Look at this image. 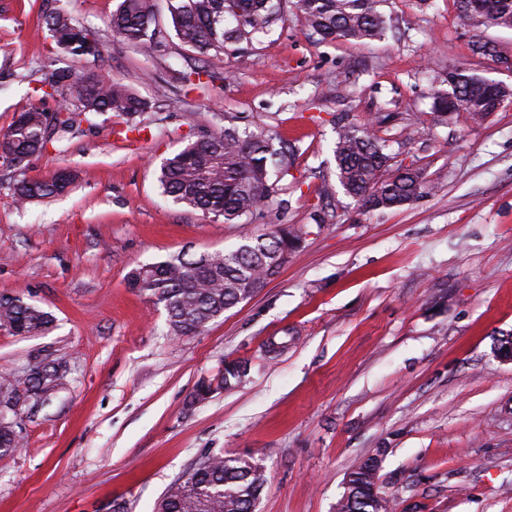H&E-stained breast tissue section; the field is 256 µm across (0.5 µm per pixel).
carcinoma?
I'll list each match as a JSON object with an SVG mask.
<instances>
[{
    "instance_id": "obj_1",
    "label": "carcinoma",
    "mask_w": 512,
    "mask_h": 512,
    "mask_svg": "<svg viewBox=\"0 0 512 512\" xmlns=\"http://www.w3.org/2000/svg\"><path fill=\"white\" fill-rule=\"evenodd\" d=\"M172 28L182 47L195 55L193 66L177 80L188 91H204L215 79L207 66L211 54L224 52L228 42L249 41L280 14L281 0H168ZM383 0H296L305 23L319 40L363 43L384 32L379 10ZM461 17L476 26L512 28V0H454ZM55 47L77 60L98 58L99 43L88 46L72 18L63 13L43 18ZM112 32L129 45L151 51L158 44L154 0H120L111 18ZM49 91L66 95L52 117L33 104L18 113L0 140V156L16 166L46 152L56 132H70L92 116L113 112L125 119L124 133H139L134 121L148 102L126 85L94 74L86 77L55 69L43 80ZM432 111L437 117L462 110L475 119L512 102V86L487 80L459 68L448 69V89H434ZM371 123L344 125L338 133L336 176L344 193L367 209L408 205L422 195L421 169L398 167L384 140L370 131ZM273 135L235 126L203 133L167 158L157 175L163 196L184 207L223 217L224 223L253 216L269 207L275 193L272 177L288 175V154L272 147ZM74 173L59 169L47 178L23 179L13 186L14 199L33 203L64 193ZM307 231L281 227L269 235L246 237L234 249L196 255L184 251L146 264L129 273L130 287L156 299L168 314L170 333L191 336L240 303L243 292L273 277L298 248ZM52 316L19 296L0 297V326L17 336H35L52 324ZM61 385V365L46 362L22 379L0 377V399L19 405L28 398L48 401ZM19 448L14 422L0 417V457ZM377 465L365 461L348 475L347 493L337 512H385L380 507ZM265 474L249 462L214 455L170 486L156 512H252L265 485Z\"/></svg>"
}]
</instances>
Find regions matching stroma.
Masks as SVG:
<instances>
[{"label":"stroma","mask_w":512,"mask_h":512,"mask_svg":"<svg viewBox=\"0 0 512 512\" xmlns=\"http://www.w3.org/2000/svg\"><path fill=\"white\" fill-rule=\"evenodd\" d=\"M119 0H0V133L48 67L98 73L151 103L143 130L98 114L20 167L0 162V295L53 317L38 336L0 329V372L61 362L49 403L19 409L21 447L0 458V512H154L205 455L260 465L255 512H337L347 476L378 461L389 512H512V103L483 121L434 118L431 74L458 67L512 85V29L473 28L453 0H384L382 39L319 41L292 0L252 41L209 64L202 94L174 80L190 59L157 0L162 42L113 36ZM95 32L97 59L59 53L42 23ZM492 42L497 56L474 53ZM376 122L387 150L423 169L413 204L367 211L344 194L341 125ZM272 130L294 163L263 215L223 218L164 200V158L206 132ZM59 196L25 206L12 185L57 168ZM307 234L256 295L194 336L170 335L163 304L130 270L182 249H230L279 225ZM242 380L193 402L226 361Z\"/></svg>","instance_id":"1"}]
</instances>
